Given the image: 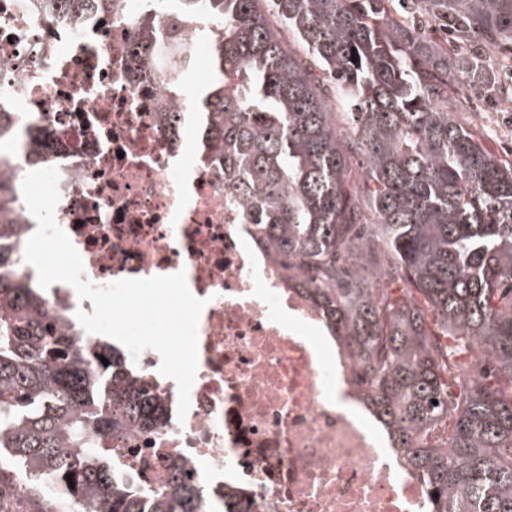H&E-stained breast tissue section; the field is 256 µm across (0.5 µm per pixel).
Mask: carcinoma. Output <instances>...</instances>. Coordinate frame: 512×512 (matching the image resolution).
<instances>
[{
    "label": "carcinoma",
    "mask_w": 512,
    "mask_h": 512,
    "mask_svg": "<svg viewBox=\"0 0 512 512\" xmlns=\"http://www.w3.org/2000/svg\"><path fill=\"white\" fill-rule=\"evenodd\" d=\"M178 2L224 30L196 111L229 188L353 350V372L406 470L434 495L432 512H512V162L456 118L448 93L453 71L472 75L477 95L509 79L480 74L477 53L512 43V0ZM406 10L446 23L449 37L423 36ZM155 27L150 14L132 26L133 60L158 52ZM354 155L365 172L353 185ZM11 263L0 255V451L31 492L80 495L86 512H208L186 472L130 482L104 443L88 441L155 430L163 383L134 374L107 341L74 350ZM387 281L406 295L391 296ZM478 341L490 361L456 378L452 402L443 374ZM444 415L446 448L429 442Z\"/></svg>",
    "instance_id": "cac0c4a2"
}]
</instances>
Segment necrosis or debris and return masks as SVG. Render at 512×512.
I'll return each instance as SVG.
<instances>
[{
    "label": "necrosis or debris",
    "instance_id": "1",
    "mask_svg": "<svg viewBox=\"0 0 512 512\" xmlns=\"http://www.w3.org/2000/svg\"><path fill=\"white\" fill-rule=\"evenodd\" d=\"M118 5L113 16L66 15L47 0H0V112L19 132L0 179L58 169L55 220L93 284L182 271L206 302L185 420L169 380L158 430L125 428L106 445L130 474L158 482L175 461L212 503L249 512H430L429 491L377 426L345 342L257 238L213 142L190 135L189 82L210 70L216 47L201 39L202 19L157 12L161 53L137 71L131 23L154 3ZM36 228L21 198L0 225V252L30 278L24 251ZM47 294L42 313L71 314L74 349L96 341L75 318L92 312L90 300L64 282Z\"/></svg>",
    "mask_w": 512,
    "mask_h": 512
}]
</instances>
